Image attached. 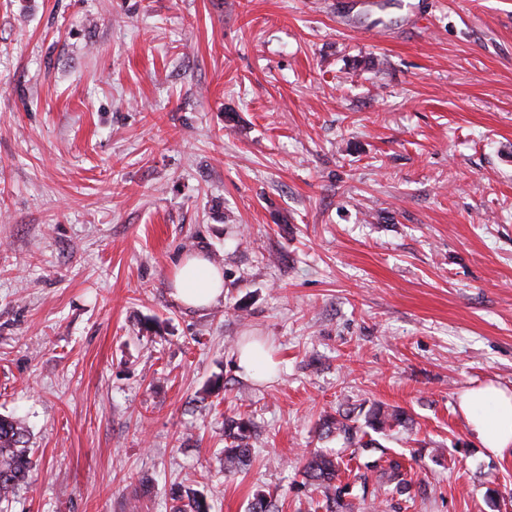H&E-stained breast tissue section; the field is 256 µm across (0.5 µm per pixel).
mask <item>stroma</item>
Here are the masks:
<instances>
[{
  "label": "stroma",
  "instance_id": "1",
  "mask_svg": "<svg viewBox=\"0 0 512 512\" xmlns=\"http://www.w3.org/2000/svg\"><path fill=\"white\" fill-rule=\"evenodd\" d=\"M196 253L200 312L171 295ZM485 385L512 392V0H0V414L36 461L7 512L177 484L325 512L314 450L372 488L402 462L361 512H512V452L458 407ZM376 404L409 417L378 449L319 429ZM172 297L183 307L203 310L224 298V276L206 257H185L172 278ZM237 364L245 375L256 379L264 378L272 370L270 356L257 345H251L242 349L238 355ZM249 423L243 417H231L226 420L224 468L240 469L250 458L251 448H248ZM383 476L386 477V483L388 486L394 484L392 492L404 495L409 493L411 483L406 479V472H404L403 466L399 461L389 460L388 467L383 469Z\"/></svg>",
  "mask_w": 512,
  "mask_h": 512
}]
</instances>
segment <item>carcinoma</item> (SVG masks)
Listing matches in <instances>:
<instances>
[{
	"label": "carcinoma",
	"mask_w": 512,
	"mask_h": 512,
	"mask_svg": "<svg viewBox=\"0 0 512 512\" xmlns=\"http://www.w3.org/2000/svg\"><path fill=\"white\" fill-rule=\"evenodd\" d=\"M408 421L409 417L401 410L389 412L376 407L367 412L363 428L356 425L350 415L340 412L322 418L320 427L325 433L334 434L346 443L366 451L378 448L376 440L369 437V432L379 433L393 426H402ZM248 438V420L243 417L226 420L224 468L238 470L249 460L251 449L248 448ZM28 443L29 431L22 421L0 415V504L14 497L36 466ZM303 474L306 479L315 482L324 496L331 500L329 512H353L355 505L347 500L350 484L340 479L338 461L326 454L312 452L304 459ZM383 476L393 492L399 495L409 492L411 483L406 479V472L400 462L388 461ZM180 498L184 501V512H209L207 501L196 490L187 489L181 492Z\"/></svg>",
	"instance_id": "obj_1"
}]
</instances>
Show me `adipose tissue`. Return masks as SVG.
Wrapping results in <instances>:
<instances>
[{
	"mask_svg": "<svg viewBox=\"0 0 512 512\" xmlns=\"http://www.w3.org/2000/svg\"><path fill=\"white\" fill-rule=\"evenodd\" d=\"M172 297L183 307L202 310L224 296V277L206 257H185L172 278ZM459 407L482 446L500 454L512 448V393L494 386L462 393Z\"/></svg>",
	"mask_w": 512,
	"mask_h": 512,
	"instance_id": "adipose-tissue-1",
	"label": "adipose tissue"
}]
</instances>
